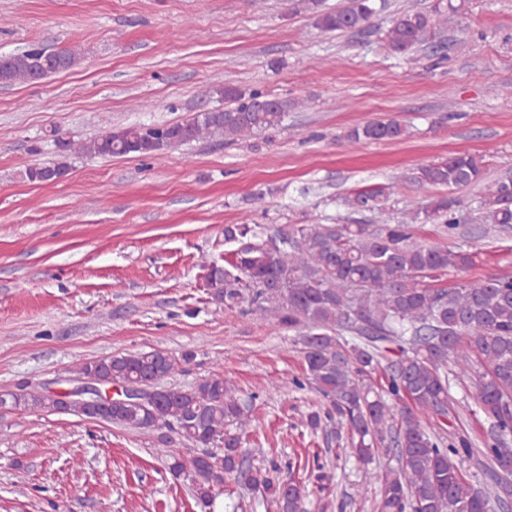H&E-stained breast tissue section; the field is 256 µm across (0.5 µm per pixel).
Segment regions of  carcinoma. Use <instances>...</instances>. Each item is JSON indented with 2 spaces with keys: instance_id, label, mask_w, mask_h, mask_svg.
<instances>
[{
  "instance_id": "1",
  "label": "carcinoma",
  "mask_w": 512,
  "mask_h": 512,
  "mask_svg": "<svg viewBox=\"0 0 512 512\" xmlns=\"http://www.w3.org/2000/svg\"><path fill=\"white\" fill-rule=\"evenodd\" d=\"M325 34L365 32L376 13L374 0H345L336 9L323 0H301ZM462 5L436 4L407 10L392 21L383 40L394 55L407 56L453 21ZM74 49L43 43L0 57V86L43 83L80 63ZM224 107L194 113L173 123L132 124L87 141H58V147L86 157L136 154L157 159L193 141L222 137L234 142L282 126L293 102L232 85L222 91ZM407 135L399 120L353 127L351 142L398 141ZM484 157L457 154L419 166L408 180L421 188L481 186L477 206L445 194L396 224L384 218L385 202L398 182L356 190L344 206L368 211L371 224L224 225V241L237 244L224 266L205 264L208 296L234 310L242 304L257 324L275 323L300 337L305 362L291 385L313 386L324 398L304 415L313 432L330 430L345 439L355 459L367 466L379 449L397 468L374 472L380 512H485L512 484L503 462L512 436V278L462 280L443 288L427 284L474 263L460 247L423 243L414 224H440L454 232L466 220L487 230L512 229V178L485 180ZM65 161L30 167L31 182L50 184L67 174ZM193 352L162 349L117 352L81 364L75 374L95 372L104 385L129 384L155 390L146 405L116 400L93 413L78 398L63 401L41 390L0 394V409L68 414L143 432H159L156 457L186 482L201 512H215L224 481L244 477L255 497L276 512H307L306 487L273 459L253 463L245 447L251 412L261 396L283 388L268 380L248 393L220 374L189 385L168 379L184 372ZM384 375V384L372 375ZM467 382L475 406L490 422L482 446L448 433L450 378ZM181 426L186 451L171 447L168 431ZM489 473L491 483L474 487L461 467L469 459Z\"/></svg>"
}]
</instances>
